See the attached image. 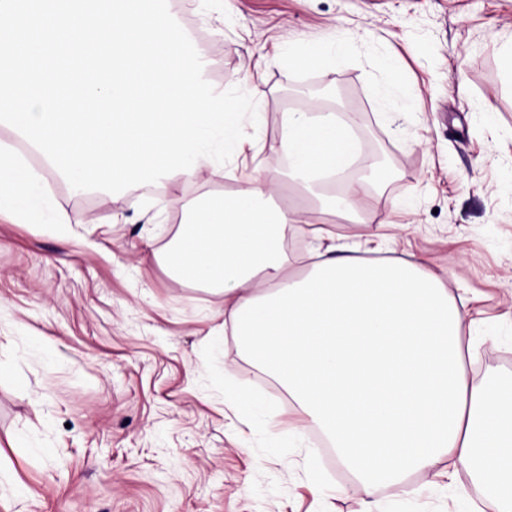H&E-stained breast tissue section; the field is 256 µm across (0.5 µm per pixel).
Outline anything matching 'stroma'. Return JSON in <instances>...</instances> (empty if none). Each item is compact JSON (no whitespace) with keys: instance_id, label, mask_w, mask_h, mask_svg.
Returning <instances> with one entry per match:
<instances>
[{"instance_id":"stroma-1","label":"stroma","mask_w":512,"mask_h":512,"mask_svg":"<svg viewBox=\"0 0 512 512\" xmlns=\"http://www.w3.org/2000/svg\"><path fill=\"white\" fill-rule=\"evenodd\" d=\"M220 90L258 83L232 176L134 189L44 187L57 233L0 212V512H363L322 432L224 332V297L169 275L168 203L278 175L282 112H324L383 153L362 224L424 258L465 303L468 375H512V0H171ZM335 40L336 53L321 50ZM276 406L275 420L262 414ZM463 468L381 486L389 512H477Z\"/></svg>"}]
</instances>
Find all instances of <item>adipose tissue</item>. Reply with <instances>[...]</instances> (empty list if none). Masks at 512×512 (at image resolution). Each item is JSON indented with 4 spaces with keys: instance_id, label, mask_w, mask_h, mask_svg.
Listing matches in <instances>:
<instances>
[{
    "instance_id": "adipose-tissue-1",
    "label": "adipose tissue",
    "mask_w": 512,
    "mask_h": 512,
    "mask_svg": "<svg viewBox=\"0 0 512 512\" xmlns=\"http://www.w3.org/2000/svg\"><path fill=\"white\" fill-rule=\"evenodd\" d=\"M288 179L314 190L343 174L359 143L313 101L282 115ZM276 180L184 204L164 256L175 277L224 295V326L327 436L358 478L365 512L379 487L451 457L486 490L480 512H512V378L470 383L459 307L423 259L316 253L304 275L286 235L329 225L269 209Z\"/></svg>"
}]
</instances>
